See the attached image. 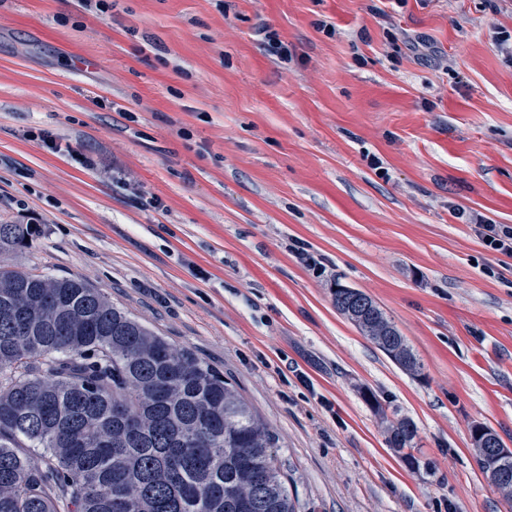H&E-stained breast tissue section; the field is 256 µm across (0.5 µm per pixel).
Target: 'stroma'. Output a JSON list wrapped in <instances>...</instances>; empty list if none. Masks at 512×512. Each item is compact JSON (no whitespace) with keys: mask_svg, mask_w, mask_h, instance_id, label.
Returning a JSON list of instances; mask_svg holds the SVG:
<instances>
[{"mask_svg":"<svg viewBox=\"0 0 512 512\" xmlns=\"http://www.w3.org/2000/svg\"><path fill=\"white\" fill-rule=\"evenodd\" d=\"M476 214L512 225V0H0V221L35 231L7 263L223 374L301 512H512L471 441L512 448V255ZM476 225L482 245L492 252L512 254V226L507 224H489L482 216L477 218ZM337 291L341 292L340 299L344 301V313L357 321H369V313L374 305V300L363 296L358 289L345 285L336 286ZM376 311L379 324L389 327L390 331L397 336H380L375 324L369 327L365 324L359 325L361 332L367 339L392 358L403 370L413 375L419 374L421 371L420 362L408 346L405 337L400 334L378 305L376 306ZM394 351H398V353L393 354ZM388 428V441L392 448H395L403 460L409 464H414L415 456L410 452H403L405 449H412L414 440L417 436V427L414 422L407 418H401L390 423Z\"/></svg>","mask_w":512,"mask_h":512,"instance_id":"obj_1","label":"stroma"}]
</instances>
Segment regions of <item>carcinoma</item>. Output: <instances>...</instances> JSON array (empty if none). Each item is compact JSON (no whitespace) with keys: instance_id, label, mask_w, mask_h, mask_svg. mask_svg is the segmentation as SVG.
Here are the masks:
<instances>
[{"instance_id":"obj_1","label":"carcinoma","mask_w":512,"mask_h":512,"mask_svg":"<svg viewBox=\"0 0 512 512\" xmlns=\"http://www.w3.org/2000/svg\"><path fill=\"white\" fill-rule=\"evenodd\" d=\"M0 223V256L29 243ZM359 329L403 370L421 365L377 309ZM417 427L390 423L403 460ZM279 438L189 348L78 278L0 261V512H298Z\"/></svg>"}]
</instances>
